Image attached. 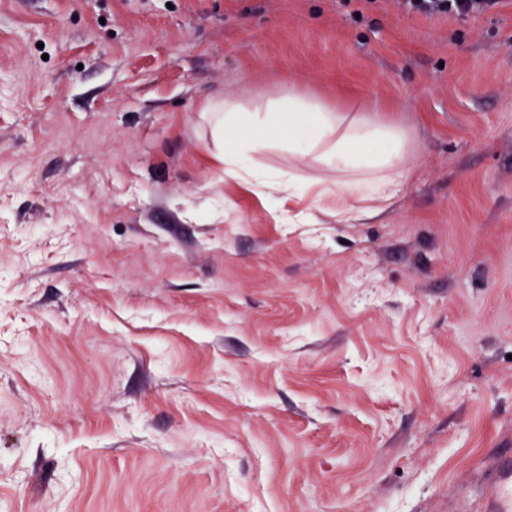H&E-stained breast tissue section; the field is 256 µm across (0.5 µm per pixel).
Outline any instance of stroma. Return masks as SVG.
I'll return each instance as SVG.
<instances>
[{
  "label": "stroma",
  "mask_w": 512,
  "mask_h": 512,
  "mask_svg": "<svg viewBox=\"0 0 512 512\" xmlns=\"http://www.w3.org/2000/svg\"><path fill=\"white\" fill-rule=\"evenodd\" d=\"M286 83L403 130L380 219L215 161L204 105ZM498 506L512 0H0V512ZM409 10L426 15H448L459 19L495 8L499 0H402Z\"/></svg>",
  "instance_id": "obj_1"
}]
</instances>
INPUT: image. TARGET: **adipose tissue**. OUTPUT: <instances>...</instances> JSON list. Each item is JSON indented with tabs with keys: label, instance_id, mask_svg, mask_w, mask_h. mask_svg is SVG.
I'll return each mask as SVG.
<instances>
[{
	"label": "adipose tissue",
	"instance_id": "ef3b65f1",
	"mask_svg": "<svg viewBox=\"0 0 512 512\" xmlns=\"http://www.w3.org/2000/svg\"><path fill=\"white\" fill-rule=\"evenodd\" d=\"M216 139L236 127H251L257 137L233 147L220 148L216 158L228 174L250 179L257 187L281 196H299L307 183L295 175L269 169L255 159L267 140L265 130L275 121H283L288 133V147L308 164H326L342 173L334 188L320 191V198L330 196L343 201L341 216L370 219L381 211V202L395 194L399 180L410 170L404 139L394 124L368 118H351L320 102L284 87L266 103L246 109L231 103H210L205 107ZM357 139L375 144L372 152L359 154L350 145Z\"/></svg>",
	"mask_w": 512,
	"mask_h": 512
}]
</instances>
